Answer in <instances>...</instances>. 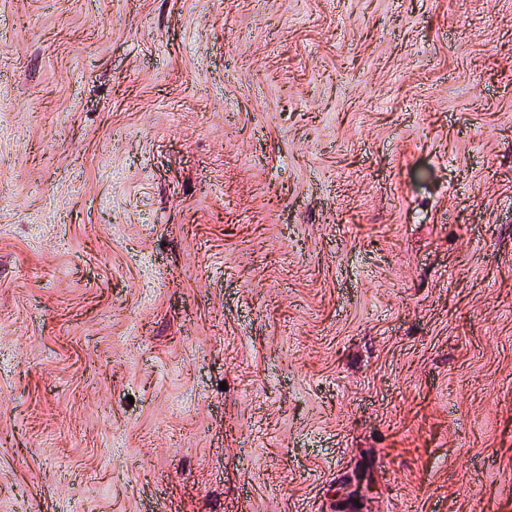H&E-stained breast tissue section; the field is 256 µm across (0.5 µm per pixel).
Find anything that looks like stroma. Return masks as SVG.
Masks as SVG:
<instances>
[{"label":"stroma","mask_w":512,"mask_h":512,"mask_svg":"<svg viewBox=\"0 0 512 512\" xmlns=\"http://www.w3.org/2000/svg\"><path fill=\"white\" fill-rule=\"evenodd\" d=\"M0 512H512V0H0Z\"/></svg>","instance_id":"obj_1"}]
</instances>
